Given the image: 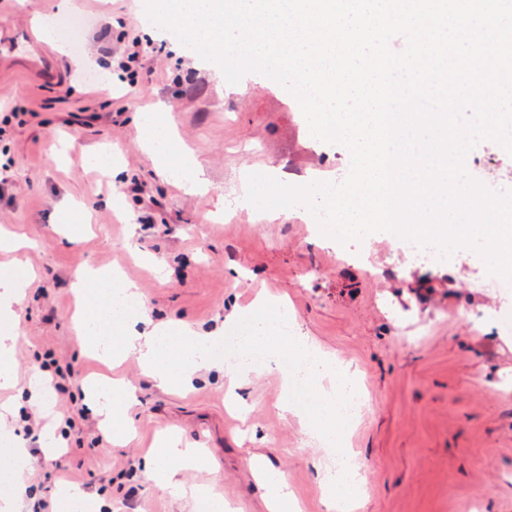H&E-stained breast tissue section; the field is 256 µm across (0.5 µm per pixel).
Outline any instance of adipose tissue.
I'll return each instance as SVG.
<instances>
[{
    "mask_svg": "<svg viewBox=\"0 0 512 512\" xmlns=\"http://www.w3.org/2000/svg\"><path fill=\"white\" fill-rule=\"evenodd\" d=\"M141 125L148 131L146 146L156 161L160 175L181 182L193 191L206 189L207 180L203 170L191 160L180 158L170 127L163 118L145 115L141 118ZM32 277V271L19 260L0 274V385L7 384L13 377V347L16 340L13 318L15 308L23 301ZM87 390L93 396L95 408L115 423L126 416L133 401L131 390L104 380L89 382ZM203 461L204 456L198 449L180 447L177 440L162 432L153 444L150 477L157 487L167 489L175 484L177 467H196ZM248 464L265 491L269 512H300L299 502L284 479L273 475L265 457L252 456Z\"/></svg>",
    "mask_w": 512,
    "mask_h": 512,
    "instance_id": "adipose-tissue-1",
    "label": "adipose tissue"
}]
</instances>
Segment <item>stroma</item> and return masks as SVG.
<instances>
[{
	"label": "stroma",
	"instance_id": "stroma-1",
	"mask_svg": "<svg viewBox=\"0 0 512 512\" xmlns=\"http://www.w3.org/2000/svg\"><path fill=\"white\" fill-rule=\"evenodd\" d=\"M0 0V33L23 20L81 22V49L44 43L55 80L22 61L0 67V230L25 244L35 272L16 310L15 383L0 389V434L36 462L16 512L56 505L62 490L102 512H197L209 490L233 512H267L247 459L264 454L302 512H326L320 447L283 412L279 363L256 369L227 398L222 368L164 391L127 357L112 375L137 393L129 437L107 443L87 410L85 378L104 367L81 350L72 282L84 267L115 270L141 292V321L230 331L260 296L285 300L303 336L357 377L367 405L345 448L362 464L354 512H512V335L491 325L507 300L478 289L482 257L431 266L401 255L386 234L340 244L291 208L248 210L245 176L289 169L300 181L344 179L350 154L311 136L296 98L257 73L227 83L212 62L142 23L144 0ZM137 33L132 70L112 52ZM170 122L209 181L192 192L162 179L143 151L142 113ZM138 184L140 193L118 195ZM69 224L86 232L67 242ZM66 370L63 390L46 387ZM206 449L205 466L157 488L147 462L160 430Z\"/></svg>",
	"mask_w": 512,
	"mask_h": 512
}]
</instances>
